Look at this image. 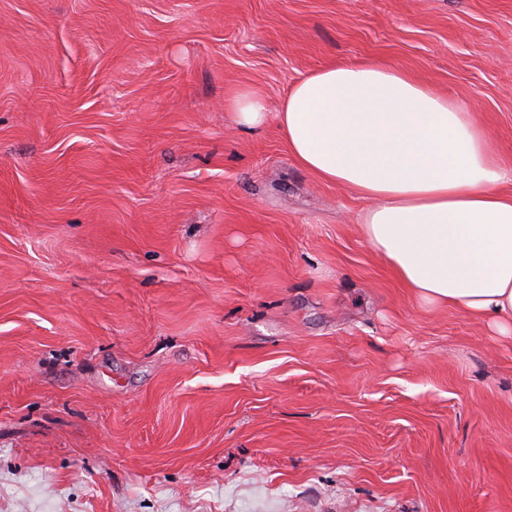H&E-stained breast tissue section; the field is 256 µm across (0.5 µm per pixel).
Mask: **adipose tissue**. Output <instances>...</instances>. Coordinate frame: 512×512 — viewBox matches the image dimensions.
Listing matches in <instances>:
<instances>
[{"mask_svg": "<svg viewBox=\"0 0 512 512\" xmlns=\"http://www.w3.org/2000/svg\"><path fill=\"white\" fill-rule=\"evenodd\" d=\"M227 106L244 129L276 120L300 168L365 200L366 241L419 306L512 338V167L464 101L361 61L296 81L277 109L255 86Z\"/></svg>", "mask_w": 512, "mask_h": 512, "instance_id": "adipose-tissue-1", "label": "adipose tissue"}]
</instances>
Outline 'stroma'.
Wrapping results in <instances>:
<instances>
[{"mask_svg":"<svg viewBox=\"0 0 512 512\" xmlns=\"http://www.w3.org/2000/svg\"><path fill=\"white\" fill-rule=\"evenodd\" d=\"M360 60L512 164V0H0V512H512V339L226 107Z\"/></svg>","mask_w":512,"mask_h":512,"instance_id":"1","label":"stroma"}]
</instances>
